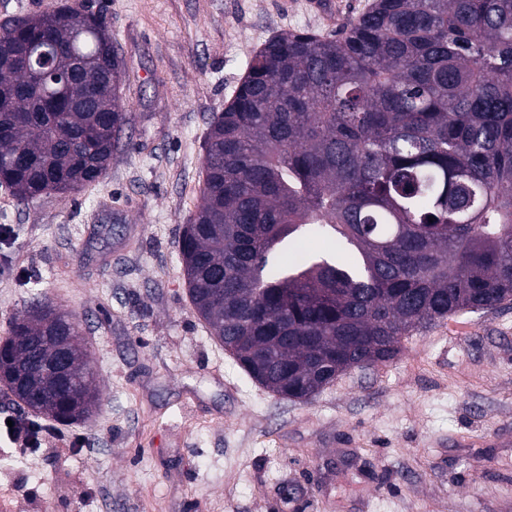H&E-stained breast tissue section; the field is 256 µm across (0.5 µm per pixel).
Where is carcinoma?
<instances>
[{
    "mask_svg": "<svg viewBox=\"0 0 512 512\" xmlns=\"http://www.w3.org/2000/svg\"><path fill=\"white\" fill-rule=\"evenodd\" d=\"M40 67L35 81L27 64ZM125 60L99 15L0 27V167L20 202L103 179L128 124ZM179 251L191 302L283 398L386 363L412 332L512 302V0H376L327 37L284 32L213 113ZM333 246L292 259L307 236ZM40 311L0 343L15 394L55 420L101 406L93 362L63 385Z\"/></svg>",
    "mask_w": 512,
    "mask_h": 512,
    "instance_id": "1",
    "label": "carcinoma"
}]
</instances>
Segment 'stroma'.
I'll use <instances>...</instances> for the list:
<instances>
[{"label": "stroma", "instance_id": "obj_1", "mask_svg": "<svg viewBox=\"0 0 512 512\" xmlns=\"http://www.w3.org/2000/svg\"><path fill=\"white\" fill-rule=\"evenodd\" d=\"M126 61L106 176L17 202L0 188V339L39 298L75 314L102 406L33 454L0 440L12 512H512V304L463 311L308 401L256 383L196 314L179 255L213 113L286 31L373 0H69Z\"/></svg>", "mask_w": 512, "mask_h": 512}]
</instances>
